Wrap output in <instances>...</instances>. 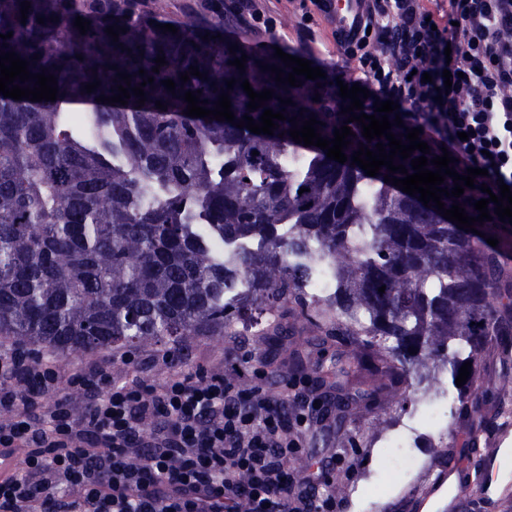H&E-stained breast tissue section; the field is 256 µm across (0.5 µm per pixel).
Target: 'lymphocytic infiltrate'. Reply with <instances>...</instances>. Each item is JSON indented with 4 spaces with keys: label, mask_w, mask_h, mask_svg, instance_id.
Instances as JSON below:
<instances>
[{
    "label": "lymphocytic infiltrate",
    "mask_w": 512,
    "mask_h": 512,
    "mask_svg": "<svg viewBox=\"0 0 512 512\" xmlns=\"http://www.w3.org/2000/svg\"><path fill=\"white\" fill-rule=\"evenodd\" d=\"M266 2L224 10L270 32L279 16ZM333 37L361 86L398 103L458 173L485 168L491 191L512 187V0H368L354 30ZM64 383L91 393L82 412L59 395ZM293 404L202 368L152 383L100 364L65 377L50 354L0 345V512H336L326 471L288 468L310 413L303 396Z\"/></svg>",
    "instance_id": "1"
}]
</instances>
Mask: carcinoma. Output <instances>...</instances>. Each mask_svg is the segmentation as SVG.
I'll return each instance as SVG.
<instances>
[{"mask_svg":"<svg viewBox=\"0 0 512 512\" xmlns=\"http://www.w3.org/2000/svg\"><path fill=\"white\" fill-rule=\"evenodd\" d=\"M21 2L0 0V35L12 33L0 38V52L29 61L33 74L54 75L58 97L0 94V336L75 354L164 336L221 337L254 310L265 316L253 320L259 335L275 345L288 335L281 316L292 310L324 330L319 346L345 348L322 368L320 384L341 391L351 374L370 376L368 388L336 395L337 426L351 400L426 398L446 381L457 394L458 424L497 427L471 393L489 347L503 361L500 390L512 388V283L502 282L498 253L486 242L506 241L502 223L484 224L483 238L468 234L384 182L387 167L366 175L353 152L388 140L368 141L360 124L345 123L336 83L301 76L300 87L278 86L260 63L292 68L272 55L247 58L239 73L230 61L241 54L217 37L224 17L203 0H181V20L163 18V0H29L24 24ZM78 16L91 21L84 35L74 27ZM109 26L126 32L114 42ZM159 54L167 64L155 73ZM191 66L207 79L181 81ZM120 72L133 87L154 79L143 87L145 104L133 94L126 105L96 101L118 94ZM97 79L95 91L83 89ZM167 79L175 92L161 84ZM245 80L257 93L274 90L265 108L248 110ZM189 90L202 91L210 110L229 92L237 122L248 115L258 123L266 108L286 109V120L270 136L192 118L183 99ZM280 97L293 104L281 106ZM80 102L93 107L66 110ZM311 116L329 140L351 127L347 162L290 137L289 119ZM286 155L298 161L287 167ZM456 201L478 216L473 189L442 199L447 209ZM215 240L258 246L224 258ZM315 262L336 266V287L324 297L304 287ZM354 312L362 320H350ZM465 362L471 374L459 387Z\"/></svg>","mask_w":512,"mask_h":512,"instance_id":"cac0c4a2","label":"carcinoma"}]
</instances>
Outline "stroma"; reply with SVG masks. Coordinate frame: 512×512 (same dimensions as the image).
Wrapping results in <instances>:
<instances>
[{
    "label": "stroma",
    "instance_id": "35a3bbf8",
    "mask_svg": "<svg viewBox=\"0 0 512 512\" xmlns=\"http://www.w3.org/2000/svg\"><path fill=\"white\" fill-rule=\"evenodd\" d=\"M282 23L272 34H254L239 28L235 23L224 26V40L229 44L248 43L261 48L263 53H272L281 48L287 54L309 60L312 66L322 68L331 76L354 84L359 73L355 63L347 62L336 47L330 30L325 24L303 25L298 13L288 0H282ZM288 324L291 333L282 350L269 354L260 337L255 333L243 335L226 332L224 336H197L180 343L178 362L162 365L154 361L157 343L150 342L135 347L134 365L124 363L123 348L116 347L107 354L83 352L57 355L56 361L65 374L87 369L102 360H109L114 377H125L128 369H135L147 381H159L172 375L187 373L198 367L214 371L229 370L238 365L234 380L241 383H260L270 397L284 391L288 379V361L293 353L307 355L311 366L301 373L300 393L310 394L327 401L335 398L333 389L319 386L312 368L320 353L314 346L315 330L298 315H290ZM265 364L263 379H255L253 369ZM412 403L396 407L385 402L379 405L362 402L355 409L350 421L343 426L327 423L322 433L308 432L302 457L321 459L334 453H341L346 461L345 468L332 474L333 480L351 486L350 494L339 497V512H402L407 498L420 489L427 481L426 465L432 464L442 450L464 454L463 441L456 433H449L445 449H437L429 434H422L417 440L413 453L419 467L407 474L396 475L398 457L393 450L381 447L379 439L392 432L404 412L413 411ZM487 447L497 449L498 455L492 471L494 492L487 502L469 500L460 512H512V478L504 480V473L512 475V425L505 433H484Z\"/></svg>",
    "mask_w": 512,
    "mask_h": 512
}]
</instances>
